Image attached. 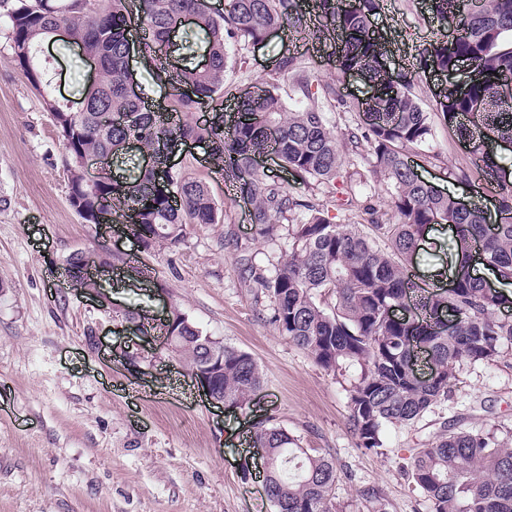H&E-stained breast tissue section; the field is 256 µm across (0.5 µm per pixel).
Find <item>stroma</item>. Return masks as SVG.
Listing matches in <instances>:
<instances>
[{"label": "stroma", "mask_w": 512, "mask_h": 512, "mask_svg": "<svg viewBox=\"0 0 512 512\" xmlns=\"http://www.w3.org/2000/svg\"><path fill=\"white\" fill-rule=\"evenodd\" d=\"M371 21L388 40L391 73L409 68L427 44L446 36L426 0H380ZM237 60L224 75L232 88L277 80L289 111L308 101L292 77L275 75L280 53L297 56L303 74L334 84L320 99L344 157L345 180L306 184L265 158L263 170L297 197L323 203L337 224H363L364 203L395 222L389 191L366 149L347 134L360 122L354 105L368 85L357 76L337 80L326 58L294 38L275 33L260 45L230 48ZM50 63L53 95L79 104L94 68L77 44L60 36L41 46ZM434 122L432 138L403 152L424 180L464 201L476 185L455 182L470 152L436 110L430 84L412 87ZM62 147L49 112L16 69L9 31L0 24V512H274L262 482L246 479L241 462L254 423L270 421L299 436L304 446L331 450L340 478L337 501L354 504L361 487L379 488L386 512H424L402 473L411 449L422 447L441 423L469 430H512V352L491 364L456 366L448 401L411 425L385 431L381 452L358 448L347 424L346 393L333 375L281 336L270 299H255L240 277L234 244L250 247L258 262L287 254L289 240L265 241L250 220L249 203L227 193L206 148L176 147L175 169L205 181L223 204L220 224L186 225L182 241L144 250L116 227L85 223L68 202ZM107 245L115 257L103 309L67 286L66 260L75 251ZM151 270L147 280H124L127 263ZM180 305L209 335L252 354L265 383L250 414L209 403L157 333L127 329L125 310L149 307L162 315ZM138 349L130 361L126 350Z\"/></svg>", "instance_id": "1"}]
</instances>
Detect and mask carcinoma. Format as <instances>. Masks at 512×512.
<instances>
[{
	"label": "carcinoma",
	"mask_w": 512,
	"mask_h": 512,
	"mask_svg": "<svg viewBox=\"0 0 512 512\" xmlns=\"http://www.w3.org/2000/svg\"><path fill=\"white\" fill-rule=\"evenodd\" d=\"M378 0H228L222 13L210 0H138L137 25L142 48L151 59L152 79L184 88L162 112L146 106L145 88L134 81L127 60L131 12L129 0H0V21L7 23L17 69L39 92L63 149L69 203L84 222L95 223L96 210L112 194V214L150 250L158 243L175 246L188 224H219L222 209L209 185L183 172L168 170L166 149L175 141L207 143L210 156L235 194L252 206L260 235L273 240L287 229L288 257L266 265L236 247L242 279L273 303L271 320L279 333L338 377L358 370L344 388L347 422L357 447L378 451L389 426L414 423L446 400L456 385V363L496 361L512 350V298L488 293L472 277V257L460 241L484 240V257L497 274L512 280V181L500 177L498 157L471 152L477 180L499 202L495 218L479 206L460 208L455 196L422 181L408 166L401 148L432 135L429 115L410 91L415 74L402 72L389 85L383 63L385 39L372 25ZM429 11L443 27L458 31L453 48L438 39L424 47L417 64L442 69L465 62L471 68L468 97L458 107L467 121L441 108L460 140H512V102L490 112L473 106L512 83V0H429ZM302 36L327 57L336 79L357 73L371 85L372 96L356 104L362 114L355 145L367 144L375 172L393 187L390 206L395 224L382 223L372 204L366 229L332 223L324 206L296 197L253 168L266 153L277 156L297 180L319 184L342 176L337 137L311 92L308 76L301 91L310 104L287 112L269 83L257 92L233 95L239 121L224 126V72L228 42L258 43L272 30ZM64 34L99 61L100 78L82 92L84 109L72 111L55 99L40 58L43 42ZM211 105L200 126L189 120L198 105ZM120 121L105 125L106 113ZM131 137L137 150L155 157L151 168L137 166L119 180L112 175L111 142ZM103 159V174L90 188L77 176L78 161ZM291 215L300 219L288 226ZM436 224L455 234L448 246V270L455 285L417 288L410 269L419 241ZM386 239L377 244L374 235ZM164 326L172 352L187 372H215L224 403L250 408V397L264 384V373L248 352L212 340L178 304ZM455 316L451 328L441 326ZM255 442L267 450L270 466L263 476L275 512H348L336 501L339 478L335 456L305 448L300 439L276 425L259 423ZM411 491L425 512H512V446L494 431H468L443 423L422 448L413 449L403 468ZM367 512H385L376 487L359 491Z\"/></svg>",
	"instance_id": "1"
}]
</instances>
